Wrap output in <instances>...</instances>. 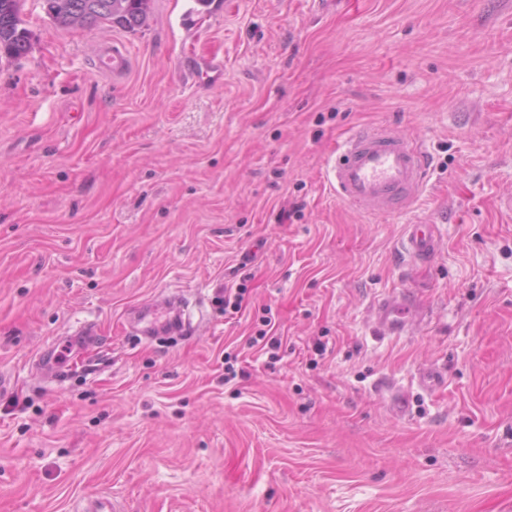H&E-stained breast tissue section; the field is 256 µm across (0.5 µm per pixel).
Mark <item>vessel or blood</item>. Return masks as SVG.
Listing matches in <instances>:
<instances>
[{"mask_svg": "<svg viewBox=\"0 0 512 512\" xmlns=\"http://www.w3.org/2000/svg\"><path fill=\"white\" fill-rule=\"evenodd\" d=\"M130 55L125 48L103 50L98 70L106 76L126 72ZM425 150L387 127L363 129L351 135L327 162L326 178L337 195L364 210L388 212L408 205L427 170ZM406 252L416 260H431L437 244L430 225H410ZM379 335L399 336L409 329L406 304L397 297L382 300L376 310Z\"/></svg>", "mask_w": 512, "mask_h": 512, "instance_id": "obj_1", "label": "vessel or blood"}]
</instances>
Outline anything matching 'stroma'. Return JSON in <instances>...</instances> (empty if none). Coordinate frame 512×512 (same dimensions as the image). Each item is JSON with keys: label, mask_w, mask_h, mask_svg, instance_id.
<instances>
[{"label": "stroma", "mask_w": 512, "mask_h": 512, "mask_svg": "<svg viewBox=\"0 0 512 512\" xmlns=\"http://www.w3.org/2000/svg\"><path fill=\"white\" fill-rule=\"evenodd\" d=\"M22 18L31 49L0 63V512L100 493L120 512H512V0H154L134 32L57 28L42 0ZM112 42L133 57L116 78L97 71ZM367 126L427 150L403 209L326 180ZM411 224L432 225L431 262L402 255ZM391 292L431 315L379 339ZM167 297L191 332L143 336ZM268 319L281 346H250ZM90 324L100 371L59 379Z\"/></svg>", "instance_id": "35a3bbf8"}]
</instances>
